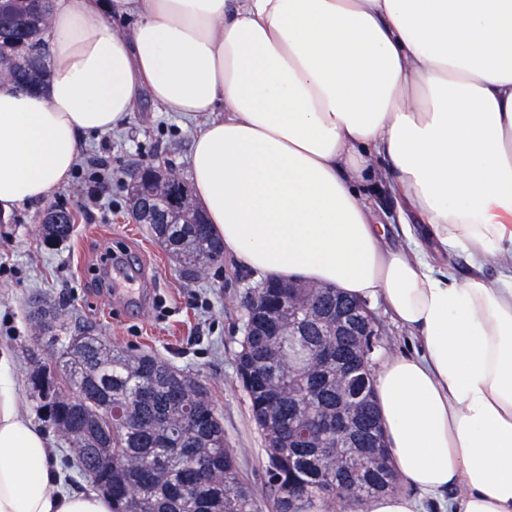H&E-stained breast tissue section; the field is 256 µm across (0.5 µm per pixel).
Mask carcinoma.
<instances>
[{
	"mask_svg": "<svg viewBox=\"0 0 512 512\" xmlns=\"http://www.w3.org/2000/svg\"><path fill=\"white\" fill-rule=\"evenodd\" d=\"M53 0H0V12L23 26L0 41V80L21 89L45 84V42ZM129 173L128 201L133 217L149 214L151 233L175 257L187 276L198 279L224 257V243L213 236L196 206L189 184L173 169L153 163ZM55 215H50V212ZM39 225L48 243L74 231L73 213L54 207ZM262 300H249L251 334L235 358L252 420L267 457L262 489L246 481L237 457L227 448L224 423L201 385L186 372L152 354L112 347L78 331L65 337L50 366L34 370L29 383L47 421L68 443L77 466L112 496V512H345L359 488L372 496L396 489L398 474L384 441L370 424L357 429L358 448L336 447V352L363 339H376L364 317L367 336L336 335L339 289L300 288L299 299L318 321L305 335L289 338L288 289L262 284ZM32 316L40 334L56 340L64 329L60 305L39 299ZM272 327L280 336L265 334ZM322 420L321 447L309 448L288 434V422ZM338 458L329 469L312 459Z\"/></svg>",
	"mask_w": 512,
	"mask_h": 512,
	"instance_id": "cac0c4a2",
	"label": "carcinoma"
}]
</instances>
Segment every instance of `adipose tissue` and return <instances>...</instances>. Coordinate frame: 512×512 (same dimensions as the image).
I'll list each match as a JSON object with an SVG mask.
<instances>
[{"label": "adipose tissue", "instance_id": "1", "mask_svg": "<svg viewBox=\"0 0 512 512\" xmlns=\"http://www.w3.org/2000/svg\"><path fill=\"white\" fill-rule=\"evenodd\" d=\"M126 17L116 31L110 14ZM44 88L0 82V212L67 185L141 93L195 123L191 179L256 276L382 300L416 340L373 376L402 489L354 512H512V0H54ZM416 216L387 245L368 190ZM465 251L458 279L435 257ZM0 352V512H112L62 488Z\"/></svg>", "mask_w": 512, "mask_h": 512}]
</instances>
